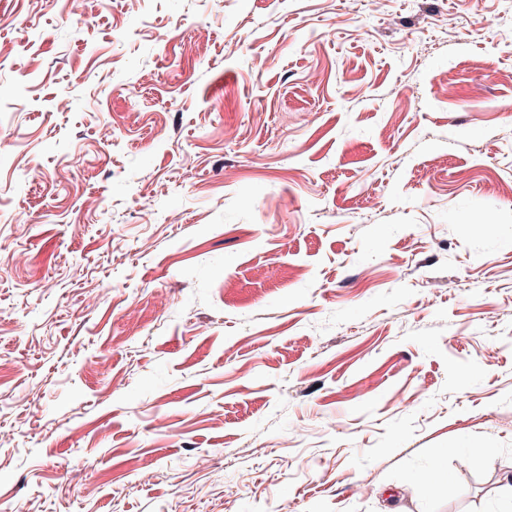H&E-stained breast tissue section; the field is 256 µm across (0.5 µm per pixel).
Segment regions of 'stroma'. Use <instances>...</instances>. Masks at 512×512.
Masks as SVG:
<instances>
[{"instance_id": "1", "label": "stroma", "mask_w": 512, "mask_h": 512, "mask_svg": "<svg viewBox=\"0 0 512 512\" xmlns=\"http://www.w3.org/2000/svg\"><path fill=\"white\" fill-rule=\"evenodd\" d=\"M86 11L0 0V512H500L512 0Z\"/></svg>"}]
</instances>
